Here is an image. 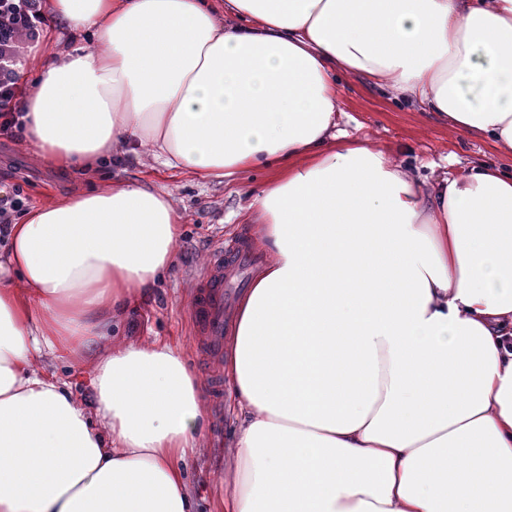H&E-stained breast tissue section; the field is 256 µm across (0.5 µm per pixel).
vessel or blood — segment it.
<instances>
[{
    "instance_id": "obj_1",
    "label": "vessel or blood",
    "mask_w": 512,
    "mask_h": 512,
    "mask_svg": "<svg viewBox=\"0 0 512 512\" xmlns=\"http://www.w3.org/2000/svg\"><path fill=\"white\" fill-rule=\"evenodd\" d=\"M224 254L216 252L213 266L201 282L195 309L197 333L203 336L205 357L221 356L224 351Z\"/></svg>"
}]
</instances>
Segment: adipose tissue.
<instances>
[{
	"label": "adipose tissue",
	"instance_id": "obj_1",
	"mask_svg": "<svg viewBox=\"0 0 512 512\" xmlns=\"http://www.w3.org/2000/svg\"><path fill=\"white\" fill-rule=\"evenodd\" d=\"M96 44L53 54L25 143L214 181L257 167L266 259L224 378L243 412L224 512H512V170L422 191L338 132L336 77L512 156V0H47ZM474 82L480 102L464 88ZM170 193L122 181L33 208L0 255V512H193L200 386L106 327L176 262ZM93 361V406L43 358Z\"/></svg>",
	"mask_w": 512,
	"mask_h": 512
}]
</instances>
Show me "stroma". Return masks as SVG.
<instances>
[{"instance_id":"35a3bbf8","label":"stroma","mask_w":512,"mask_h":512,"mask_svg":"<svg viewBox=\"0 0 512 512\" xmlns=\"http://www.w3.org/2000/svg\"><path fill=\"white\" fill-rule=\"evenodd\" d=\"M337 97L340 129L351 137L393 151L421 180L454 172L459 163L503 165V157L484 139L457 131L423 113L417 105L394 103L366 79L341 78ZM115 178L154 180L170 191L185 215L177 243V263L171 272L132 311L121 330L125 340L159 338L177 345L187 366L202 381L207 417L201 428V450L187 463L197 512H220L214 486L224 471V437L233 430L224 387V362L206 363L199 353L193 327V302L210 258L218 246L251 245L252 226L245 208L250 192L260 190L265 172L224 184L178 170H152L127 161L113 167ZM0 182L22 189L25 206L43 204L78 190L89 189V177L44 165L18 140L0 136Z\"/></svg>"}]
</instances>
